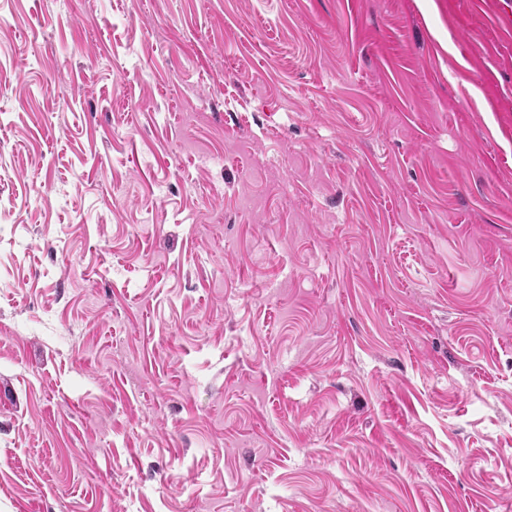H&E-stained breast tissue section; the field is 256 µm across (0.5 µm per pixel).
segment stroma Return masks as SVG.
I'll return each instance as SVG.
<instances>
[{"label":"stroma","instance_id":"stroma-1","mask_svg":"<svg viewBox=\"0 0 512 512\" xmlns=\"http://www.w3.org/2000/svg\"><path fill=\"white\" fill-rule=\"evenodd\" d=\"M512 0H0V512H512Z\"/></svg>","mask_w":512,"mask_h":512}]
</instances>
